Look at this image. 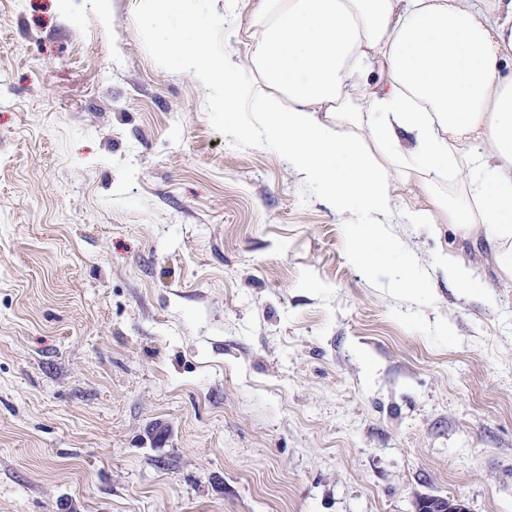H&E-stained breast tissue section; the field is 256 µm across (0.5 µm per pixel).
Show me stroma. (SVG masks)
<instances>
[{
  "mask_svg": "<svg viewBox=\"0 0 512 512\" xmlns=\"http://www.w3.org/2000/svg\"><path fill=\"white\" fill-rule=\"evenodd\" d=\"M145 0H0V512H512V280L344 217L162 60ZM244 57L224 0H194ZM461 257L498 304L438 270Z\"/></svg>",
  "mask_w": 512,
  "mask_h": 512,
  "instance_id": "1",
  "label": "stroma"
}]
</instances>
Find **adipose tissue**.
Segmentation results:
<instances>
[{
  "label": "adipose tissue",
  "instance_id": "1",
  "mask_svg": "<svg viewBox=\"0 0 512 512\" xmlns=\"http://www.w3.org/2000/svg\"><path fill=\"white\" fill-rule=\"evenodd\" d=\"M187 2L150 0L164 60L215 90L225 116L251 106L265 140L346 217L375 278L430 286L382 224L393 214L490 241L512 279V0H224L242 61L209 50ZM414 178L396 202V182Z\"/></svg>",
  "mask_w": 512,
  "mask_h": 512
}]
</instances>
